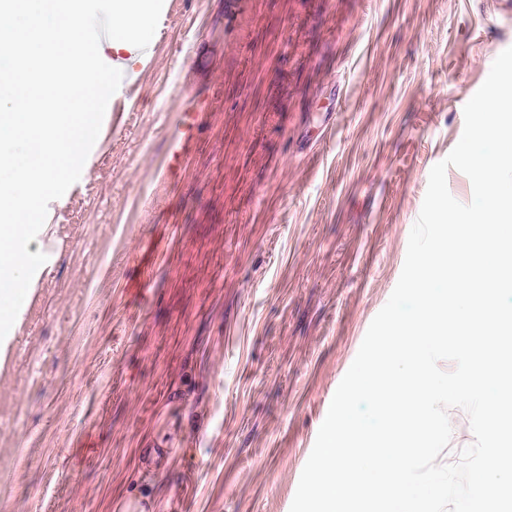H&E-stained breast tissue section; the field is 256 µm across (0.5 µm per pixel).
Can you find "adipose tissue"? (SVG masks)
<instances>
[{"label":"adipose tissue","mask_w":512,"mask_h":512,"mask_svg":"<svg viewBox=\"0 0 512 512\" xmlns=\"http://www.w3.org/2000/svg\"><path fill=\"white\" fill-rule=\"evenodd\" d=\"M158 0H102L104 39L88 0H0V318H18L16 289L36 283L48 204L75 169L90 172L95 103L142 64ZM26 155H19V147Z\"/></svg>","instance_id":"obj_1"}]
</instances>
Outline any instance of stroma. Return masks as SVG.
I'll use <instances>...</instances> for the list:
<instances>
[{"label": "stroma", "instance_id": "obj_1", "mask_svg": "<svg viewBox=\"0 0 512 512\" xmlns=\"http://www.w3.org/2000/svg\"><path fill=\"white\" fill-rule=\"evenodd\" d=\"M509 47L504 0H161L0 323V512H290ZM198 113L199 112H195L194 110L184 113L183 128L181 129L180 134L173 140V144L169 148L168 170H181L182 158L185 154V146L193 136Z\"/></svg>", "mask_w": 512, "mask_h": 512}]
</instances>
